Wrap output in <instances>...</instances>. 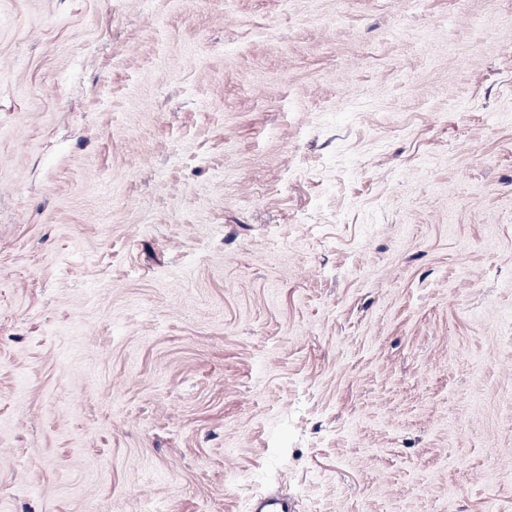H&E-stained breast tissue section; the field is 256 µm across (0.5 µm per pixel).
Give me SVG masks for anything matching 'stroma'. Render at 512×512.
Masks as SVG:
<instances>
[{
	"instance_id": "obj_1",
	"label": "stroma",
	"mask_w": 512,
	"mask_h": 512,
	"mask_svg": "<svg viewBox=\"0 0 512 512\" xmlns=\"http://www.w3.org/2000/svg\"><path fill=\"white\" fill-rule=\"evenodd\" d=\"M512 512V0H0V512Z\"/></svg>"
}]
</instances>
